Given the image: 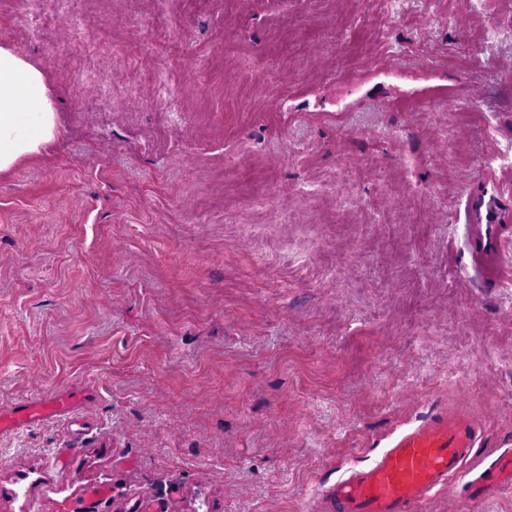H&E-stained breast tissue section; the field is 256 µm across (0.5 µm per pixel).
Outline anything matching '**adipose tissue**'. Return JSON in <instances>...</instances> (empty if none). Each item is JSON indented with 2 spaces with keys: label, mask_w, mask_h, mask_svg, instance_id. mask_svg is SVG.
Wrapping results in <instances>:
<instances>
[{
  "label": "adipose tissue",
  "mask_w": 512,
  "mask_h": 512,
  "mask_svg": "<svg viewBox=\"0 0 512 512\" xmlns=\"http://www.w3.org/2000/svg\"><path fill=\"white\" fill-rule=\"evenodd\" d=\"M57 134L43 72L18 52L0 47V172L38 153Z\"/></svg>",
  "instance_id": "1"
}]
</instances>
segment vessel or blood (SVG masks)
<instances>
[{
  "label": "vessel or blood",
  "instance_id": "1",
  "mask_svg": "<svg viewBox=\"0 0 512 512\" xmlns=\"http://www.w3.org/2000/svg\"><path fill=\"white\" fill-rule=\"evenodd\" d=\"M466 242L473 269L501 283L506 270L499 261L502 239L512 235V208L503 190L483 183L464 208ZM86 399L72 391L59 397L23 399L0 410V432H17L64 416ZM481 438L475 419L461 409H436L418 426L396 435L369 467L353 470L324 492L330 512H424L430 497L458 475ZM512 475V452L499 455L467 484L472 498L488 497Z\"/></svg>",
  "mask_w": 512,
  "mask_h": 512
}]
</instances>
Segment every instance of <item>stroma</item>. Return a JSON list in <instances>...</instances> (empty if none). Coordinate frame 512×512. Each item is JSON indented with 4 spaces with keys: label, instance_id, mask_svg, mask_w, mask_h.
Here are the masks:
<instances>
[{
    "label": "stroma",
    "instance_id": "obj_1",
    "mask_svg": "<svg viewBox=\"0 0 512 512\" xmlns=\"http://www.w3.org/2000/svg\"><path fill=\"white\" fill-rule=\"evenodd\" d=\"M71 11L0 0L61 130L0 173V408L91 398L0 434V512H326L440 403L466 469L512 450V283L456 221L512 187V0ZM465 489L426 512H512Z\"/></svg>",
    "mask_w": 512,
    "mask_h": 512
}]
</instances>
